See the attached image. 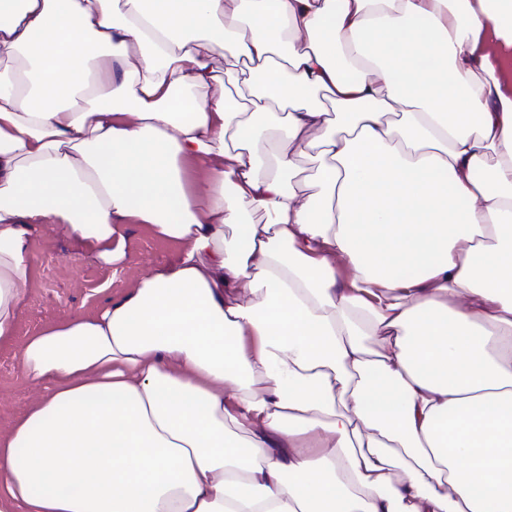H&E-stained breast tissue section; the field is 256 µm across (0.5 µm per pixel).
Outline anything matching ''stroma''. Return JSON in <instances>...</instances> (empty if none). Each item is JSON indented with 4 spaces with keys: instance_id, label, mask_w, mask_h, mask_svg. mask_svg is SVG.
Listing matches in <instances>:
<instances>
[{
    "instance_id": "1",
    "label": "stroma",
    "mask_w": 512,
    "mask_h": 512,
    "mask_svg": "<svg viewBox=\"0 0 512 512\" xmlns=\"http://www.w3.org/2000/svg\"><path fill=\"white\" fill-rule=\"evenodd\" d=\"M119 272L87 255L80 244L58 235L53 225L33 229L29 243L30 281L18 312L11 346L0 347V429H6L45 389L26 375L20 352L30 337L75 315H92L119 299L155 268L173 262L177 242L162 239L146 224L127 225Z\"/></svg>"
}]
</instances>
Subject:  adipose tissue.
Listing matches in <instances>:
<instances>
[{"instance_id":"adipose-tissue-1","label":"adipose tissue","mask_w":512,"mask_h":512,"mask_svg":"<svg viewBox=\"0 0 512 512\" xmlns=\"http://www.w3.org/2000/svg\"><path fill=\"white\" fill-rule=\"evenodd\" d=\"M486 28L512 48V0H0V344L33 226L109 266L132 222L182 245L24 345L50 387L0 431V512H512ZM319 164L316 152L311 149H304L303 154L298 157L299 174L292 182L299 181L312 186L318 173Z\"/></svg>"}]
</instances>
